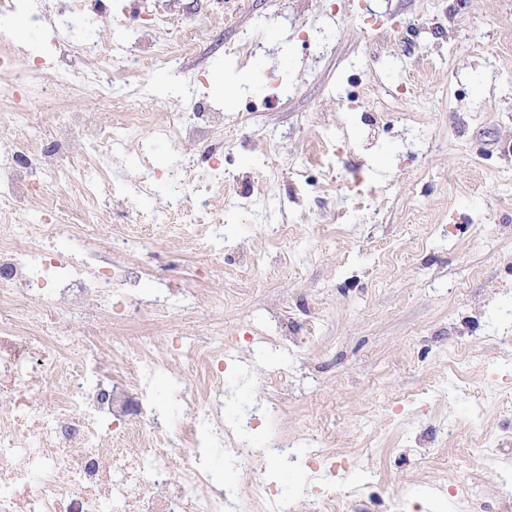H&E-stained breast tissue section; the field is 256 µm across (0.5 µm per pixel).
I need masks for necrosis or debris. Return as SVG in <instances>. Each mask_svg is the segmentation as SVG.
Returning a JSON list of instances; mask_svg holds the SVG:
<instances>
[{
  "instance_id": "necrosis-or-debris-1",
  "label": "necrosis or debris",
  "mask_w": 512,
  "mask_h": 512,
  "mask_svg": "<svg viewBox=\"0 0 512 512\" xmlns=\"http://www.w3.org/2000/svg\"><path fill=\"white\" fill-rule=\"evenodd\" d=\"M131 2L132 9L117 13L110 0H55L49 13L30 9L29 0H0V42L10 32L8 18L25 8L36 24L57 30L74 17L121 28L156 67L170 63L179 45L208 36L203 27L181 24L179 0H166L161 21L179 26L181 42L148 40L138 24L141 0ZM59 49V41H50L38 68L22 75L14 59L0 56L11 103L0 113V173L7 180L0 223L10 230L0 236V512H224V493L211 488L202 454L217 429L197 393L223 381L232 336L217 322L201 345L177 333L164 350L146 340L128 351L122 332L140 323L145 304L132 284L150 271L129 257L128 238L88 235L100 220L99 185L87 186L85 223L71 224L58 214L62 186L51 177L83 142L103 161L146 129L171 144L194 124L223 132L224 114L194 107L179 122L157 125L151 113L131 112L116 125L111 114L75 110L68 102L80 89L94 87L108 99L112 83L76 70L45 82L41 72ZM46 97L58 105L49 147L15 129L28 106ZM177 177L196 193L173 207L171 222L205 223L212 192L224 189L222 160L199 171L180 167ZM33 204L41 212L37 224L26 221ZM69 241L80 249L59 251ZM103 336L111 339L107 358L94 354ZM176 355L188 361L177 385L193 395L182 398L179 415L169 416L159 413L150 381Z\"/></svg>"
}]
</instances>
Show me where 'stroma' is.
Returning a JSON list of instances; mask_svg holds the SVG:
<instances>
[{
    "label": "stroma",
    "instance_id": "35a3bbf8",
    "mask_svg": "<svg viewBox=\"0 0 512 512\" xmlns=\"http://www.w3.org/2000/svg\"><path fill=\"white\" fill-rule=\"evenodd\" d=\"M191 11L208 42L178 67L123 52L109 74L140 110L169 122L194 102L224 114L227 171L269 179L287 240L270 238L255 206L216 201L209 223L154 229V276L139 288L148 331L183 328L205 342L214 321L240 331L225 382L214 385L227 429L281 406L286 436L305 434L341 461L315 475L303 450L265 461L216 459L215 481L249 494L261 471L293 505L314 484H351L345 512H500L512 472V0H223ZM251 33L256 56L234 48ZM292 138L267 147L266 134ZM336 142L328 176L296 164L322 137ZM216 141L150 152L163 170L200 163ZM373 188L367 210L355 196ZM224 229L225 247L260 256L250 269L215 253L189 318L152 305L189 271V240ZM314 323L306 335V323ZM288 338L275 354L266 336ZM270 372L287 387L266 383ZM499 434L498 458L470 457L465 438Z\"/></svg>",
    "mask_w": 512,
    "mask_h": 512
}]
</instances>
